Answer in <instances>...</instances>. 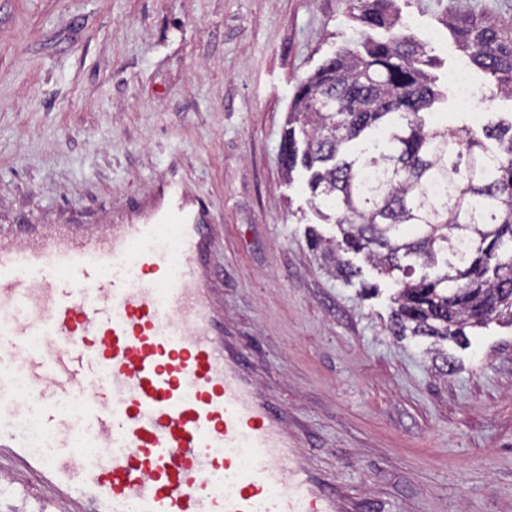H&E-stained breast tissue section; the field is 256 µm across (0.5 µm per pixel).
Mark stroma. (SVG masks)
<instances>
[{
    "instance_id": "stroma-1",
    "label": "stroma",
    "mask_w": 512,
    "mask_h": 512,
    "mask_svg": "<svg viewBox=\"0 0 512 512\" xmlns=\"http://www.w3.org/2000/svg\"><path fill=\"white\" fill-rule=\"evenodd\" d=\"M439 79L466 70L444 26L512 28V0H396ZM365 32L347 0H0V226L105 224L165 179L208 209L224 329L255 384L349 512H512V326L449 345L388 331L379 292L332 274L309 246L337 236L285 175L297 83Z\"/></svg>"
}]
</instances>
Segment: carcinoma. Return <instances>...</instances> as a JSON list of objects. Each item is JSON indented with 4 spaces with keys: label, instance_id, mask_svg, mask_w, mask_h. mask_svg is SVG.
I'll return each mask as SVG.
<instances>
[{
    "label": "carcinoma",
    "instance_id": "carcinoma-1",
    "mask_svg": "<svg viewBox=\"0 0 512 512\" xmlns=\"http://www.w3.org/2000/svg\"><path fill=\"white\" fill-rule=\"evenodd\" d=\"M362 37L327 58L295 91L282 165L310 172L315 208L337 211L341 240L310 238L327 265L352 281L363 255L397 285L389 330L469 346L466 329L512 324V118L480 131L429 121L442 97L427 45L404 31L394 0H348ZM470 62L492 81L487 103L512 99V33L475 20L446 21Z\"/></svg>",
    "mask_w": 512,
    "mask_h": 512
}]
</instances>
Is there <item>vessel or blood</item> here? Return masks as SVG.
Here are the masks:
<instances>
[{"label": "vessel or blood", "instance_id": "b4317fda", "mask_svg": "<svg viewBox=\"0 0 512 512\" xmlns=\"http://www.w3.org/2000/svg\"><path fill=\"white\" fill-rule=\"evenodd\" d=\"M131 209L0 231V487L37 512H344L224 336L204 208L172 177Z\"/></svg>", "mask_w": 512, "mask_h": 512}]
</instances>
